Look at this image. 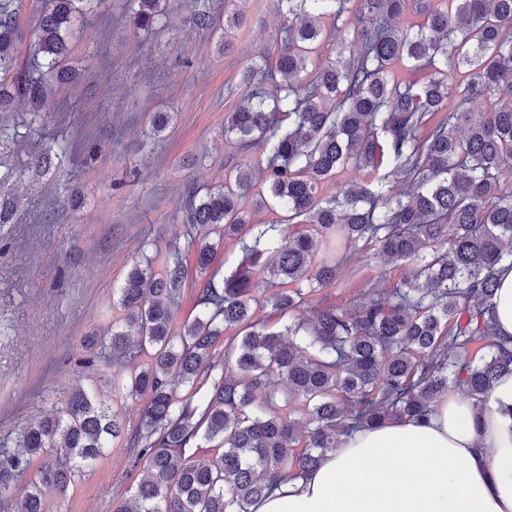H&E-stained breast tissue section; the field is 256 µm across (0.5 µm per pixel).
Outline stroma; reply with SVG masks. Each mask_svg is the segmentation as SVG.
Here are the masks:
<instances>
[{"instance_id": "stroma-1", "label": "stroma", "mask_w": 512, "mask_h": 512, "mask_svg": "<svg viewBox=\"0 0 512 512\" xmlns=\"http://www.w3.org/2000/svg\"><path fill=\"white\" fill-rule=\"evenodd\" d=\"M163 26L135 29L126 0H91L76 24L65 65L73 81L52 85L43 124L16 99L18 138H0L13 170L0 194L16 206L0 225V448H16L21 432L54 401L83 385L110 402L127 426L140 421L141 400L113 392L112 375L141 370L145 359L105 362L78 373L85 337L104 336L124 316L113 305L133 265L164 268L186 246L183 203L234 171L261 179L266 157L240 150L224 136L229 112L246 102L242 77L264 52L280 46L288 20L279 0H242L245 24L225 48L224 25H194L197 10L223 13L222 0H161ZM172 124L154 136L152 113ZM59 147L53 168L37 174L47 146ZM386 261L350 254L338 286L310 294L302 308L346 305L368 284L399 277ZM141 476L127 448L117 446L66 491L47 488L49 512H112Z\"/></svg>"}]
</instances>
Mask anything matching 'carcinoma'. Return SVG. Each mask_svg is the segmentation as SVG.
Instances as JSON below:
<instances>
[{
  "mask_svg": "<svg viewBox=\"0 0 512 512\" xmlns=\"http://www.w3.org/2000/svg\"><path fill=\"white\" fill-rule=\"evenodd\" d=\"M83 2L43 0L21 70L16 12L0 5V75H12L0 80L1 113L18 97L34 119L46 111L47 88L68 77ZM237 2L224 0L226 51L245 20ZM283 2L292 20L280 49L244 72L247 106L224 124L241 146L268 148L263 178L238 172L189 194L185 223L205 233L159 274L134 266L116 299L124 322L104 344L84 339L81 368L149 358L112 378L144 400L139 424L126 428L110 404L72 388L17 449L0 448L3 495L41 458L14 512H47L42 488L67 490L116 443L146 474L112 512H249L351 431L423 419L452 388L478 407L512 372V344L491 338L498 268L512 265V0ZM129 10L137 29L155 30L160 0H129ZM349 12L358 52L316 62L331 39L323 19ZM385 161L392 168L381 174ZM352 163L374 174L340 180ZM329 184L335 193L322 194ZM261 211L273 218L253 223ZM244 229L254 236L241 262L222 287L207 282L197 314L175 332L182 288L213 260L209 236ZM351 251L417 266L351 306H318L300 320L307 295L339 284ZM265 280L278 286L268 297ZM266 308L279 330L256 319Z\"/></svg>",
  "mask_w": 512,
  "mask_h": 512,
  "instance_id": "carcinoma-1",
  "label": "carcinoma"
}]
</instances>
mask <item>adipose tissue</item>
Masks as SVG:
<instances>
[{
	"label": "adipose tissue",
	"instance_id": "ef3b65f1",
	"mask_svg": "<svg viewBox=\"0 0 512 512\" xmlns=\"http://www.w3.org/2000/svg\"><path fill=\"white\" fill-rule=\"evenodd\" d=\"M253 512H512V374L482 413L447 394L428 420L357 430Z\"/></svg>",
	"mask_w": 512,
	"mask_h": 512
}]
</instances>
